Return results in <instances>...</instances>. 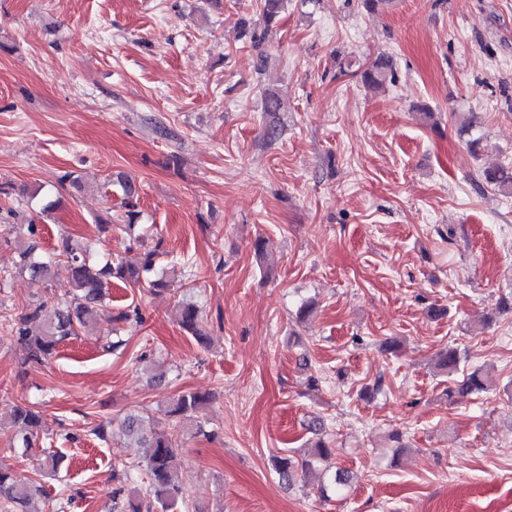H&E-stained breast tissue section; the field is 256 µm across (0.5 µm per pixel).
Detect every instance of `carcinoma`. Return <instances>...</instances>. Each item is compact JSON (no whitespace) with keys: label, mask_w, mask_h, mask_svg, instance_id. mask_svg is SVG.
Wrapping results in <instances>:
<instances>
[{"label":"carcinoma","mask_w":512,"mask_h":512,"mask_svg":"<svg viewBox=\"0 0 512 512\" xmlns=\"http://www.w3.org/2000/svg\"><path fill=\"white\" fill-rule=\"evenodd\" d=\"M285 0H263V19L270 27L280 20ZM393 78V66L387 59H378L361 72L362 82L370 87L382 86ZM487 185L512 196V166L498 165L483 172ZM126 197V217L132 221L137 212V195L134 186L116 179ZM30 238L18 247L19 271L32 279L47 283L52 279L56 260L66 263L72 285L69 299L48 306V301L33 303L24 308L18 318L7 325L11 332L19 337L28 355L26 362L41 365L52 358L57 345L72 336H78L89 327L101 312L107 311L104 304L105 289L111 280L121 279L151 293L160 292L167 287L163 276L155 273L158 249H147L138 256L95 262L90 259L87 249L70 238L61 240L55 257L40 254L39 243L35 238L36 225L28 224ZM51 314H46L47 308ZM180 327L199 344L208 343V336L201 328L200 309L193 302H182L176 311ZM461 354L454 347H448L438 354L437 367L452 377V386L448 387V398L478 395L490 389V382L481 371L467 372L461 369ZM211 400V395L201 392H185L171 402L166 410L168 416H185L197 412ZM12 425L15 427L14 439L21 448H34L43 426L41 415L29 406L16 408ZM125 432L139 447L144 449L143 460L139 466L145 468L149 478L147 496L141 500L123 498L124 488L120 487L112 494V512H174L188 501V493L176 480L178 468V443L169 434L143 432L141 420L130 415L124 420ZM331 453L323 441H318L307 457L294 461L289 457L278 458L275 470L286 485H292L296 474H319L320 492H325L327 472L319 468L321 461ZM41 494L40 487L24 484L16 480L13 473L0 466V512H30L29 501Z\"/></svg>","instance_id":"1"}]
</instances>
